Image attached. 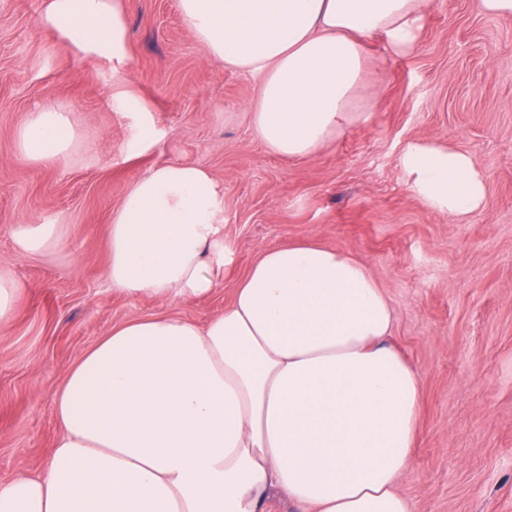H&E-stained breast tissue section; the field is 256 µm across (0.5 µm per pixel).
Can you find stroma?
<instances>
[{"label": "stroma", "mask_w": 512, "mask_h": 512, "mask_svg": "<svg viewBox=\"0 0 512 512\" xmlns=\"http://www.w3.org/2000/svg\"><path fill=\"white\" fill-rule=\"evenodd\" d=\"M120 70L59 44L44 0H0V270L18 289L0 323V481L42 471L59 435L54 407L68 368L112 327L223 312L266 248L317 239L358 254L396 314L392 342L420 376L410 469L416 512H512V17L479 0H432L416 44L368 43L378 89L367 118L316 155L285 159L256 138V84L210 58L176 0H123ZM122 87L141 109L112 104ZM70 112L71 157L29 161L17 131L29 113ZM148 148L130 145L143 125ZM417 141L470 153L485 206L463 221L429 211L401 156ZM166 163L206 168L224 198L232 261L207 297L128 295L107 279L112 213L136 178ZM58 224L51 253L25 255L21 224Z\"/></svg>", "instance_id": "stroma-1"}]
</instances>
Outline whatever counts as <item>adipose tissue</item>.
I'll return each instance as SVG.
<instances>
[{
  "instance_id": "ef3b65f1",
  "label": "adipose tissue",
  "mask_w": 512,
  "mask_h": 512,
  "mask_svg": "<svg viewBox=\"0 0 512 512\" xmlns=\"http://www.w3.org/2000/svg\"><path fill=\"white\" fill-rule=\"evenodd\" d=\"M431 0H177L194 37L255 79L251 123L273 154L308 158L372 109L367 42L416 43ZM60 43L124 65L118 0H45ZM69 113H30V161L62 163ZM401 166L430 210L484 207L486 174L465 151L418 142ZM204 168L171 163L127 189L112 215L108 278L129 295L208 296L231 251ZM394 310L356 255L314 240L262 251L223 312L113 327L66 372L47 468L0 483V512H414L407 474L418 372L391 343Z\"/></svg>"
}]
</instances>
